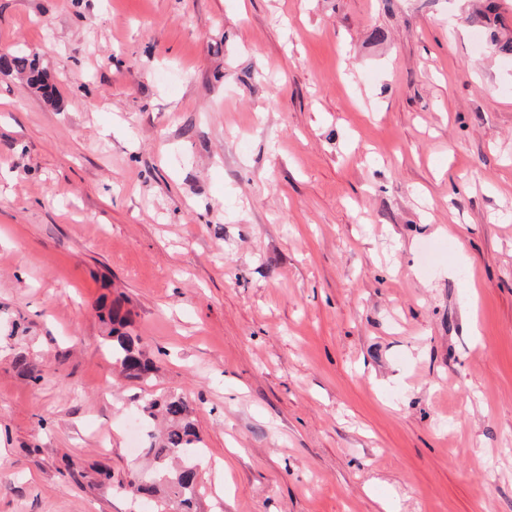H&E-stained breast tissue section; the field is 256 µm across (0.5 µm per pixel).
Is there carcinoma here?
Here are the masks:
<instances>
[{
  "mask_svg": "<svg viewBox=\"0 0 512 512\" xmlns=\"http://www.w3.org/2000/svg\"><path fill=\"white\" fill-rule=\"evenodd\" d=\"M0 72H16L26 76L27 83L52 101L57 94L48 75L39 68L30 54L16 50L0 61ZM112 334L107 349L112 360L119 364L120 372L130 381H143L153 369V362L140 348V339L125 331L129 324L128 313L116 302L106 307ZM193 409L187 399L170 394L152 399L141 408L144 419L161 415L164 429L160 436L146 434L143 450L155 464V475L150 481L131 476L120 483L134 496L151 499L163 497L176 504L177 512H198V457L202 438L192 416Z\"/></svg>",
  "mask_w": 512,
  "mask_h": 512,
  "instance_id": "obj_1",
  "label": "carcinoma"
}]
</instances>
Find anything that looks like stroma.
Here are the masks:
<instances>
[{"instance_id": "35a3bbf8", "label": "stroma", "mask_w": 512, "mask_h": 512, "mask_svg": "<svg viewBox=\"0 0 512 512\" xmlns=\"http://www.w3.org/2000/svg\"><path fill=\"white\" fill-rule=\"evenodd\" d=\"M495 38L512 0H0L59 91L0 72V512H173L94 485L169 393L201 512H512ZM104 309L107 310L108 321L112 324L111 340L107 345L112 360L119 364L120 372L127 380H145L153 369V362L140 348V339L122 331L129 324L128 312H123L122 306L116 302Z\"/></svg>"}]
</instances>
